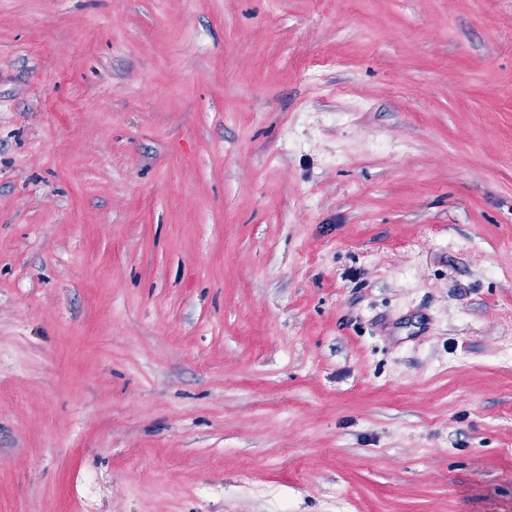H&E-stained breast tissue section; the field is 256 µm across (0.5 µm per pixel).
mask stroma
<instances>
[{
  "label": "stroma",
  "instance_id": "stroma-1",
  "mask_svg": "<svg viewBox=\"0 0 512 512\" xmlns=\"http://www.w3.org/2000/svg\"><path fill=\"white\" fill-rule=\"evenodd\" d=\"M512 0H0V512H512Z\"/></svg>",
  "mask_w": 512,
  "mask_h": 512
}]
</instances>
